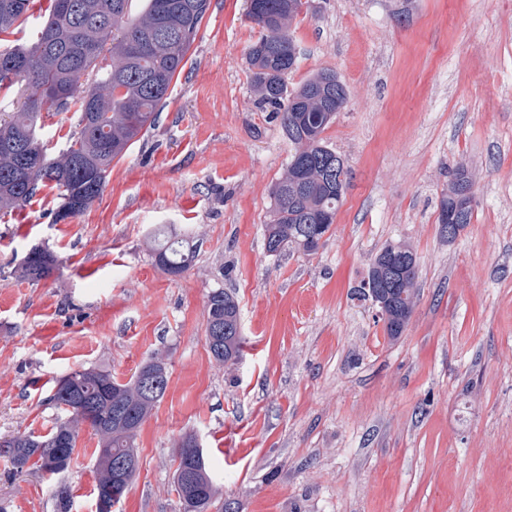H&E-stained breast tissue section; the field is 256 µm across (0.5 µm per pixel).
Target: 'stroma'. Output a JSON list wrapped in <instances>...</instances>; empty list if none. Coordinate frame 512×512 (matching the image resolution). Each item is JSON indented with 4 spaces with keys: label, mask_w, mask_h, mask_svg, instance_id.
Listing matches in <instances>:
<instances>
[{
    "label": "stroma",
    "mask_w": 512,
    "mask_h": 512,
    "mask_svg": "<svg viewBox=\"0 0 512 512\" xmlns=\"http://www.w3.org/2000/svg\"><path fill=\"white\" fill-rule=\"evenodd\" d=\"M308 0L292 28L296 86L336 71L347 103L323 134L349 171L318 252L269 253L271 188L292 146L246 62L260 30L246 0L209 10L144 141L102 195L55 222L57 192L0 215V436L46 433L57 380L99 366L123 381L151 356L169 385L137 437L139 471L116 512H183L176 443L194 433L237 512H512V0ZM474 217L455 240L440 199L460 159ZM193 238L184 273L159 268L158 225ZM417 252L403 334L355 295L387 243ZM61 261L32 283L35 246ZM223 287L244 349L216 361L206 301ZM91 431L69 469L0 465L10 512H97Z\"/></svg>",
    "instance_id": "1"
}]
</instances>
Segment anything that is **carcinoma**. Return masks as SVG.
Instances as JSON below:
<instances>
[{"label": "carcinoma", "instance_id": "1", "mask_svg": "<svg viewBox=\"0 0 512 512\" xmlns=\"http://www.w3.org/2000/svg\"><path fill=\"white\" fill-rule=\"evenodd\" d=\"M49 0L44 24L30 44H8L6 36L24 21L32 0H0V212L32 200L49 185L58 192L55 222L84 212L103 192L112 162L144 139L155 126L172 82L185 68L210 0H145L133 15L131 0ZM295 0H248L247 16L260 28L248 49L251 86L259 102L276 109L294 147L287 168L271 189L265 224L266 249L315 253L335 223L348 171L343 159L325 145L323 132L346 103L347 91L335 71L324 69L288 88L299 51L291 28L298 18ZM77 107L76 131L58 155L48 153L39 131L42 113ZM473 175L458 163L440 203L441 233L453 241L474 211ZM198 245L177 233L152 234L155 263L172 275L195 261ZM418 257L408 242L390 243L373 257L367 280L356 294L374 297L369 285H385L381 308L384 331L402 335L416 304ZM55 256L32 248L14 270L17 277L39 282L57 271ZM206 336L221 331L208 345L219 362L238 359L243 344L238 303L212 289L206 302ZM159 379V392L148 394L139 376ZM169 384L164 360L144 361L126 382L98 366L83 367L57 381L49 402L61 412L45 435L0 438L7 449L5 466L16 475L37 468L50 475L70 466L81 427L98 437L95 492L97 512L112 501V482L121 465L132 483L139 469L136 439ZM176 458L190 475L193 497L174 479L184 512H207L216 495L196 435L184 434Z\"/></svg>", "mask_w": 512, "mask_h": 512}]
</instances>
